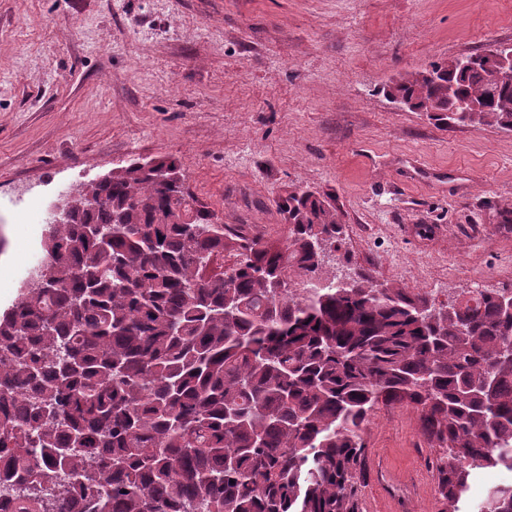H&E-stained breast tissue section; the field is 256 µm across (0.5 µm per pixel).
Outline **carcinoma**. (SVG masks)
Segmentation results:
<instances>
[{"label": "carcinoma", "mask_w": 512, "mask_h": 512, "mask_svg": "<svg viewBox=\"0 0 512 512\" xmlns=\"http://www.w3.org/2000/svg\"><path fill=\"white\" fill-rule=\"evenodd\" d=\"M466 61L385 93L512 131V78ZM450 87L484 111L448 112ZM89 193L69 194L47 274L0 314V512H363L381 404L417 409L440 447L441 512H461L474 473L512 471L509 290L338 285L318 259L344 241L332 192L280 200L282 246L214 222L173 159L133 158ZM472 512H512V484Z\"/></svg>", "instance_id": "carcinoma-1"}]
</instances>
